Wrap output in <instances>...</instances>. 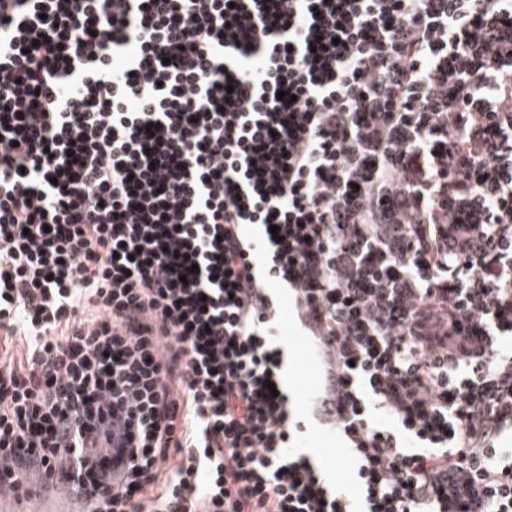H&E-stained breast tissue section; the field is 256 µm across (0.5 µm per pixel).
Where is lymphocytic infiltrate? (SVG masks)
Returning a JSON list of instances; mask_svg holds the SVG:
<instances>
[{
	"mask_svg": "<svg viewBox=\"0 0 512 512\" xmlns=\"http://www.w3.org/2000/svg\"><path fill=\"white\" fill-rule=\"evenodd\" d=\"M511 336L512 0H0V491L512 512ZM285 333L287 336L284 337L288 340V351H290L288 384L299 393L303 400L313 373V357L304 340L300 336H296L289 326H285ZM307 446L299 447L303 453L315 460L327 475L336 480L342 479L343 450L336 442V437L326 434L310 433Z\"/></svg>",
	"mask_w": 512,
	"mask_h": 512,
	"instance_id": "obj_1",
	"label": "lymphocytic infiltrate"
}]
</instances>
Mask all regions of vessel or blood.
<instances>
[{
    "label": "vessel or blood",
    "instance_id": "b4317fda",
    "mask_svg": "<svg viewBox=\"0 0 512 512\" xmlns=\"http://www.w3.org/2000/svg\"><path fill=\"white\" fill-rule=\"evenodd\" d=\"M34 488L26 499H10L0 494V512H86L83 496L73 487H53L50 478L37 472L27 476Z\"/></svg>",
    "mask_w": 512,
    "mask_h": 512
}]
</instances>
